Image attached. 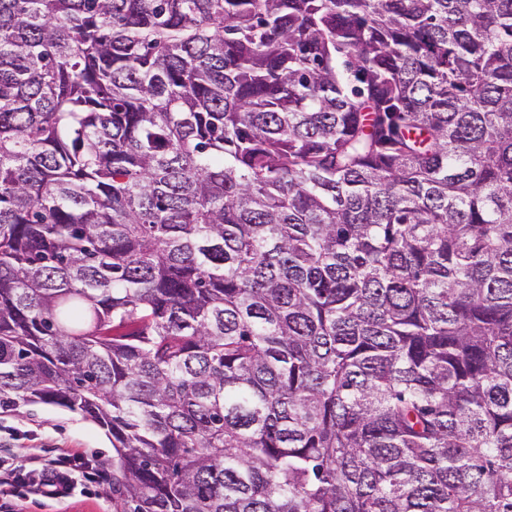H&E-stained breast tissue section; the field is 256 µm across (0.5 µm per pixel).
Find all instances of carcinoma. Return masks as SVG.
<instances>
[{
    "label": "carcinoma",
    "instance_id": "obj_1",
    "mask_svg": "<svg viewBox=\"0 0 512 512\" xmlns=\"http://www.w3.org/2000/svg\"><path fill=\"white\" fill-rule=\"evenodd\" d=\"M122 512H512V0H0V409Z\"/></svg>",
    "mask_w": 512,
    "mask_h": 512
}]
</instances>
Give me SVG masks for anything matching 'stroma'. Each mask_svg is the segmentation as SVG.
<instances>
[{
  "label": "stroma",
  "mask_w": 512,
  "mask_h": 512,
  "mask_svg": "<svg viewBox=\"0 0 512 512\" xmlns=\"http://www.w3.org/2000/svg\"><path fill=\"white\" fill-rule=\"evenodd\" d=\"M85 458L102 466L103 475L79 483L63 502L30 495L18 486L16 496L0 498V512H119L121 500L112 490V447L104 431L79 414L38 404L0 410V470L16 469L28 457Z\"/></svg>",
  "instance_id": "stroma-1"
}]
</instances>
